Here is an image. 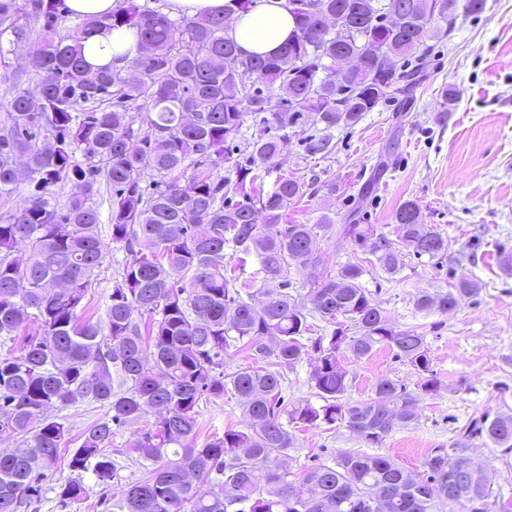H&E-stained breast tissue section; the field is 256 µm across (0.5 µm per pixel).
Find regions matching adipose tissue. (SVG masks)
<instances>
[{
    "mask_svg": "<svg viewBox=\"0 0 512 512\" xmlns=\"http://www.w3.org/2000/svg\"><path fill=\"white\" fill-rule=\"evenodd\" d=\"M230 21L231 35L244 58L276 51L295 28L286 0H257L248 12L234 14ZM82 50L93 66L108 65L117 71L127 70L138 54L136 38L127 27L92 32L83 40Z\"/></svg>",
    "mask_w": 512,
    "mask_h": 512,
    "instance_id": "1",
    "label": "adipose tissue"
}]
</instances>
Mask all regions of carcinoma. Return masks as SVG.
<instances>
[{
  "mask_svg": "<svg viewBox=\"0 0 512 512\" xmlns=\"http://www.w3.org/2000/svg\"><path fill=\"white\" fill-rule=\"evenodd\" d=\"M456 3L288 0L291 39L272 56L236 64L223 15L177 21L122 0L102 19L70 22L58 0H0V26L15 35L24 31L10 20L22 11L42 22L29 58L38 91L15 82L0 105V207L17 191L19 159L31 187L22 209L0 212V347H8L0 356V437L16 440L0 448V512H38L68 443L57 411L80 400L105 413L79 436L69 462L76 476L53 487L64 509L86 498L83 474L104 488L114 483L112 438L149 413L154 421L128 448L142 476L112 496V512H357L365 500L363 512H439L448 501L488 497L478 477L457 488L468 459L456 454L430 457L418 481L387 456L355 451L332 465L291 470L297 429L339 424L378 446L416 417L417 396L389 378L369 399L344 401L341 350L359 360L389 348L412 367L424 395L439 381L426 336L390 323L362 285L360 262L316 275L300 298L289 292L291 268L316 265L322 231L337 227L388 274L401 266L394 242L374 224L336 226L327 214L316 224H285L284 210L306 196V183L280 177L271 191L262 185L282 145L307 121L316 133L301 138L305 152L327 153L332 131L410 98L429 41L448 34ZM117 26L138 29L144 55L129 65L133 78L95 68L82 54L85 34ZM143 110L152 116L136 128L134 113ZM103 183L112 188L111 241L125 252L104 328L79 316L105 258L96 201ZM66 185L61 207L54 187ZM394 220L400 243L415 255L434 259L448 250L415 202L401 204ZM227 250L236 265H224ZM251 256L263 282L277 287L255 290L241 279ZM256 292L264 296L258 305ZM476 292L462 277L450 292H420L415 307L446 314ZM135 309L144 324L133 322ZM310 315L332 330L308 345ZM31 324L34 333L15 345ZM232 347L252 363L224 370ZM309 347L318 361L309 383L321 404L287 402L284 372ZM229 392L246 428H226L194 447L200 403ZM473 432L512 448V417L485 420ZM213 473L224 477L220 491L198 494L194 481Z\"/></svg>",
  "mask_w": 512,
  "mask_h": 512,
  "instance_id": "carcinoma-1",
  "label": "carcinoma"
}]
</instances>
